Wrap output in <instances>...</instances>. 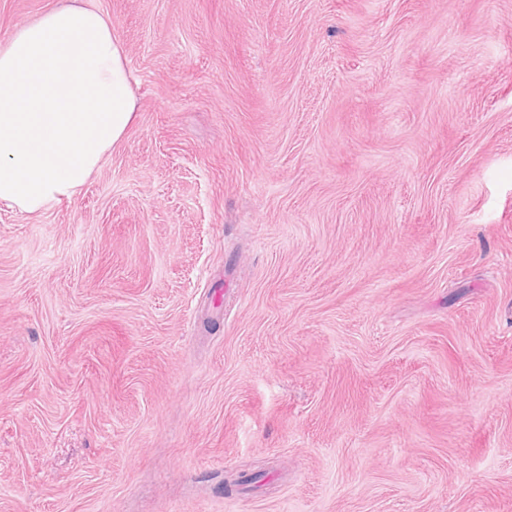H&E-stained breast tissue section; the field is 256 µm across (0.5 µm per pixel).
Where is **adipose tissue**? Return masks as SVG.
Wrapping results in <instances>:
<instances>
[{
    "instance_id": "obj_1",
    "label": "adipose tissue",
    "mask_w": 512,
    "mask_h": 512,
    "mask_svg": "<svg viewBox=\"0 0 512 512\" xmlns=\"http://www.w3.org/2000/svg\"><path fill=\"white\" fill-rule=\"evenodd\" d=\"M137 117L125 48L63 0L0 45V202L26 214L80 194Z\"/></svg>"
}]
</instances>
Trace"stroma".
Here are the masks:
<instances>
[{"instance_id": "1", "label": "stroma", "mask_w": 512, "mask_h": 512, "mask_svg": "<svg viewBox=\"0 0 512 512\" xmlns=\"http://www.w3.org/2000/svg\"><path fill=\"white\" fill-rule=\"evenodd\" d=\"M88 2L138 116L0 204V512H512V0Z\"/></svg>"}]
</instances>
